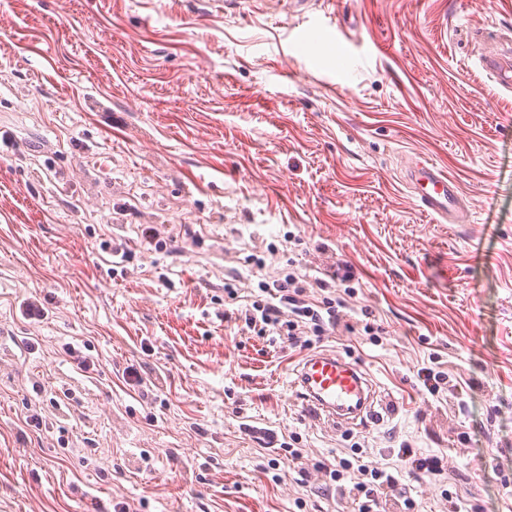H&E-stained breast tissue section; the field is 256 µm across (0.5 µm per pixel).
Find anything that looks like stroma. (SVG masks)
I'll return each instance as SVG.
<instances>
[{"instance_id":"stroma-1","label":"stroma","mask_w":512,"mask_h":512,"mask_svg":"<svg viewBox=\"0 0 512 512\" xmlns=\"http://www.w3.org/2000/svg\"><path fill=\"white\" fill-rule=\"evenodd\" d=\"M510 48L512 0H0V512H349L295 478L355 442L446 459L403 479L420 512H512V90L481 66ZM413 156L470 223L419 210ZM291 263L350 266L389 332L316 345L375 384L365 423L329 424L289 386L303 352L224 318L225 281ZM433 362L478 379L470 416L422 394Z\"/></svg>"}]
</instances>
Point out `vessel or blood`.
I'll return each instance as SVG.
<instances>
[{"label":"vessel or blood","instance_id":"1","mask_svg":"<svg viewBox=\"0 0 512 512\" xmlns=\"http://www.w3.org/2000/svg\"><path fill=\"white\" fill-rule=\"evenodd\" d=\"M483 68L512 89V51L489 56ZM407 181L422 212L438 222L459 223L462 194L456 181L423 158H412ZM292 385L300 398L339 426L365 421L374 411L376 393L361 368L333 351L310 354L299 365Z\"/></svg>","mask_w":512,"mask_h":512}]
</instances>
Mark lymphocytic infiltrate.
Returning a JSON list of instances; mask_svg holds the SVG:
<instances>
[{
	"label": "lymphocytic infiltrate",
	"instance_id": "1",
	"mask_svg": "<svg viewBox=\"0 0 512 512\" xmlns=\"http://www.w3.org/2000/svg\"><path fill=\"white\" fill-rule=\"evenodd\" d=\"M338 271L328 278L301 274L296 270L279 273L258 284L257 294L251 295L240 318L247 328L259 336H283L289 345L309 348L311 337L353 330L349 300L353 288L343 294H330V280L339 279ZM353 455L337 459L334 465L315 467L326 486L336 487L352 505L351 512H378L387 498L395 496L402 472L432 480H441L448 470L443 459L417 453L409 444L398 452L399 465L385 466L363 460L361 445H353Z\"/></svg>",
	"mask_w": 512,
	"mask_h": 512
}]
</instances>
